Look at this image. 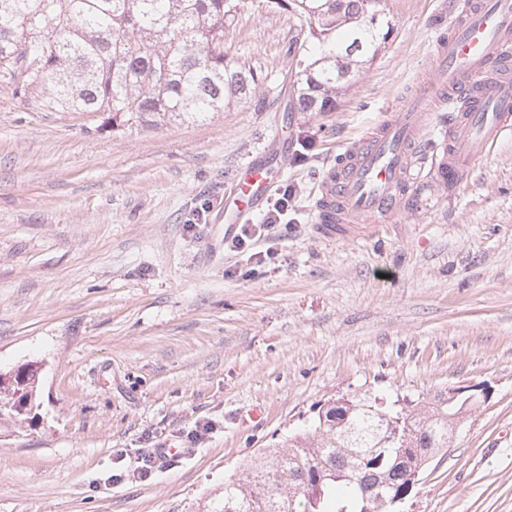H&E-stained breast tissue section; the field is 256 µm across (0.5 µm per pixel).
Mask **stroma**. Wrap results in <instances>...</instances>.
Here are the masks:
<instances>
[{
	"label": "stroma",
	"instance_id": "35a3bbf8",
	"mask_svg": "<svg viewBox=\"0 0 512 512\" xmlns=\"http://www.w3.org/2000/svg\"><path fill=\"white\" fill-rule=\"evenodd\" d=\"M384 49L332 112L294 111L307 28L244 0L224 29L255 97L120 132L0 88V368H40L39 405L0 422V512H206L243 460L330 398L482 389L402 512H512V138L454 192L412 196L360 242L313 230L312 190L346 142L430 68L444 0H380ZM295 188L259 265L224 247L246 163ZM210 203L203 223L188 227ZM209 434L150 480L117 450Z\"/></svg>",
	"mask_w": 512,
	"mask_h": 512
}]
</instances>
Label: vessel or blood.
<instances>
[{"label": "vessel or blood", "instance_id": "b4317fda", "mask_svg": "<svg viewBox=\"0 0 512 512\" xmlns=\"http://www.w3.org/2000/svg\"><path fill=\"white\" fill-rule=\"evenodd\" d=\"M444 15L426 87L347 142L317 182L318 237L373 236L407 211L422 158L434 184L452 190L512 136V0H448ZM272 184L267 165L240 168L230 192L237 217L254 211Z\"/></svg>", "mask_w": 512, "mask_h": 512}]
</instances>
